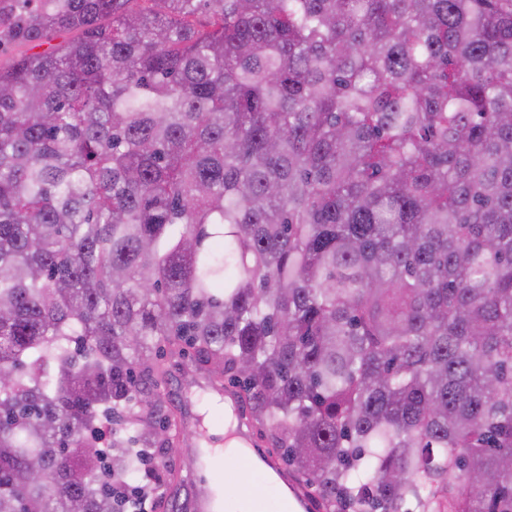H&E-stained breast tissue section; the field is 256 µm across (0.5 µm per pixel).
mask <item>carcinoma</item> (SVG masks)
Wrapping results in <instances>:
<instances>
[{
	"instance_id": "carcinoma-1",
	"label": "carcinoma",
	"mask_w": 512,
	"mask_h": 512,
	"mask_svg": "<svg viewBox=\"0 0 512 512\" xmlns=\"http://www.w3.org/2000/svg\"><path fill=\"white\" fill-rule=\"evenodd\" d=\"M61 30L0 67V512L160 486L186 362L324 512H512V0L0 18ZM76 37V33L69 31L58 32L50 41L32 47L31 45H17L12 42H2L0 47V66L8 67L17 57L23 54H31L48 50L52 47L64 44Z\"/></svg>"
}]
</instances>
